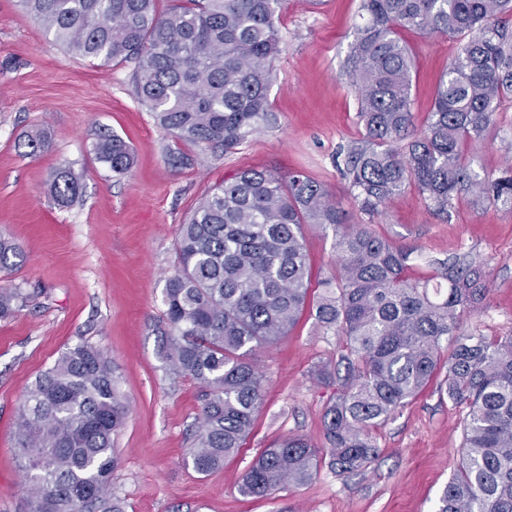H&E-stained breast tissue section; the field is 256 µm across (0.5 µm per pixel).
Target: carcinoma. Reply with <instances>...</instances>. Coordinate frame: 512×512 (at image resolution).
Instances as JSON below:
<instances>
[{
	"instance_id": "obj_1",
	"label": "carcinoma",
	"mask_w": 512,
	"mask_h": 512,
	"mask_svg": "<svg viewBox=\"0 0 512 512\" xmlns=\"http://www.w3.org/2000/svg\"><path fill=\"white\" fill-rule=\"evenodd\" d=\"M17 0L19 9L71 53L92 63L134 61L135 94L177 144L208 157L261 132L270 120L271 63L280 52L281 0ZM362 24L343 76L357 93L364 133L347 147L346 175L373 217L413 187L440 211L459 196L512 206V168L490 180L472 167L467 143L487 139L512 98V0H362ZM401 28L456 41L431 112L417 125L412 59ZM29 154L49 149L46 132L27 135ZM95 159L115 174L135 153L102 134ZM79 177L58 171L49 193L61 207L80 197ZM334 231L336 288L311 295L304 227ZM177 264L165 279L169 372L204 390L196 418L195 471L207 474L242 448L263 403L265 378L251 359L304 313L342 338L357 361L345 378L327 363L312 376L336 387L322 419L324 447L299 435L266 448L243 475L244 496L301 486L323 459L342 474L378 455L371 431L420 395L440 371L445 394L468 408L456 468L435 512H512V337L462 330L484 297L483 263L448 264L447 284L410 278L412 252L368 224H349L326 186L302 171L246 169L210 187L180 225ZM23 257L0 234V270ZM26 301L0 290V319ZM453 341L452 352L443 349ZM129 414L117 367L101 346L66 348L39 374L18 409L16 450L30 512H123L112 494L113 436Z\"/></svg>"
}]
</instances>
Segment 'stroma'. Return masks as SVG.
<instances>
[{"mask_svg":"<svg viewBox=\"0 0 512 512\" xmlns=\"http://www.w3.org/2000/svg\"><path fill=\"white\" fill-rule=\"evenodd\" d=\"M360 15L361 0H283L268 91L272 123L206 165L176 168L169 162L174 142L134 95L133 63H89L66 52L15 0H0V231L26 255L0 271V288L26 298L0 320V512H27L14 441L23 395L82 340L108 351L130 405L114 437L120 463L112 475L125 512H435L459 458L466 414L440 394L438 382L374 430L379 456L364 472L342 474L325 463L306 485L252 498L238 486L270 443L301 435L322 445L332 390L309 371L319 363L345 371L342 339L317 334L305 315L287 336L257 349L253 360L267 377L263 406L243 447L206 475L189 461L203 390L191 377L170 374L160 354L163 288L179 226L209 187L248 168L301 170L324 183L349 223H372L411 250L412 278H439L442 264L480 255L489 291L463 328L491 339L512 336L511 207L463 196L443 214L409 187L371 219L352 200L339 150L363 128L342 66ZM401 37L412 53L413 110L422 121L456 44L412 31ZM496 124L495 139L472 144L469 156L476 170L498 177L512 166L511 101ZM36 127L50 132L53 145L29 156L23 140ZM102 133L134 149L130 173H112L95 160L91 145ZM62 167L82 176V197L68 208L47 193ZM333 240L332 230L305 228L313 284L336 269Z\"/></svg>","mask_w":512,"mask_h":512,"instance_id":"obj_1","label":"stroma"}]
</instances>
